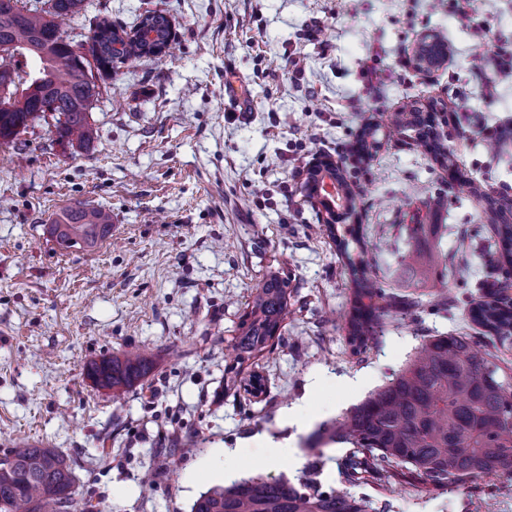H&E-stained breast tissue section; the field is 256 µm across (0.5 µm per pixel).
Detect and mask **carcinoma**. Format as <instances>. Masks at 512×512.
Returning a JSON list of instances; mask_svg holds the SVG:
<instances>
[{"mask_svg":"<svg viewBox=\"0 0 512 512\" xmlns=\"http://www.w3.org/2000/svg\"><path fill=\"white\" fill-rule=\"evenodd\" d=\"M84 11V0H0V74L11 75L13 109L0 112V142L12 143L18 135L47 115L43 103L53 106L57 142L66 149H86L93 139L91 110L102 95L101 85L89 80L74 60L75 39L63 35L59 21ZM123 27L95 20L88 30V55L110 64L117 60L151 56L129 41L118 51L112 48ZM388 127L411 128L423 150L459 174L448 156L441 135L423 133L434 122L416 112H389ZM512 198L490 200L485 221L499 238L493 244L469 241L460 244L469 253H499L491 267L497 275L498 298L469 308L471 321L483 336L464 332L430 336L413 358L381 388L371 393L342 420L321 425L305 452L314 457L308 475L291 480L255 476L230 478L228 484L200 493L190 512H375L368 495L355 496L349 488H385L394 480L417 490L444 491L464 487L478 479L512 485V381L492 356L481 351L485 336L504 343L512 339ZM60 250L77 245L95 247L112 233V216L101 208L82 204L63 208L50 224ZM323 233L334 242L356 290V302L348 322V342L355 354L363 353L381 328L382 306L409 312L426 305L448 308L445 271H436L433 252L407 255L410 265L427 281L434 274L441 288L427 301L405 298L383 288L376 262L368 258L366 240L358 224L324 225ZM288 280L270 271L251 292L243 314L228 343L234 364L224 375L237 382L246 365L273 354L285 343L282 331L292 313ZM384 305H379V302ZM153 360L136 351H123L91 363L88 376L99 389L126 391L152 370ZM346 443L351 449L340 463L342 487H326L320 476L325 467L322 446ZM76 481L72 462L53 448L20 441L0 460V512H96L90 500L73 495Z\"/></svg>","mask_w":512,"mask_h":512,"instance_id":"obj_1","label":"carcinoma"}]
</instances>
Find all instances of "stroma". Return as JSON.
I'll list each match as a JSON object with an SVG mask.
<instances>
[{
  "label": "stroma",
  "instance_id": "1",
  "mask_svg": "<svg viewBox=\"0 0 512 512\" xmlns=\"http://www.w3.org/2000/svg\"><path fill=\"white\" fill-rule=\"evenodd\" d=\"M471 8L466 18L433 0H85L64 33L100 17L131 28L157 9L174 38L165 56L115 63L89 149L63 152L42 122L0 146V457L16 441L58 449L76 462V498L101 512H189L231 475L297 478L301 465L282 449L302 450L320 424L343 419L424 337L463 325L460 305L392 313L353 354L354 287L302 187L315 159L338 160L363 200L354 221L378 276L397 294L437 285L416 281L408 252L450 256L460 236H491L488 198L512 195V133L494 152L485 141L512 130V81L492 66L512 55V0ZM427 32L444 34L449 51L431 72L413 62ZM418 108L452 111L439 129L466 187L412 131L381 128L383 113ZM370 123L380 126L373 161L340 155ZM436 195L442 205H429ZM74 202L109 211L112 235L63 252L48 228ZM416 224L426 237L410 234ZM275 269L302 308L285 346L257 365L265 388L251 397L224 386L228 340ZM134 349L155 363L143 385L118 397L93 386L91 361ZM357 378L362 389L349 392ZM293 407L304 426L289 421ZM149 469L157 478L144 496ZM384 497L390 512H512L511 485L429 494L397 484Z\"/></svg>",
  "mask_w": 512,
  "mask_h": 512
}]
</instances>
